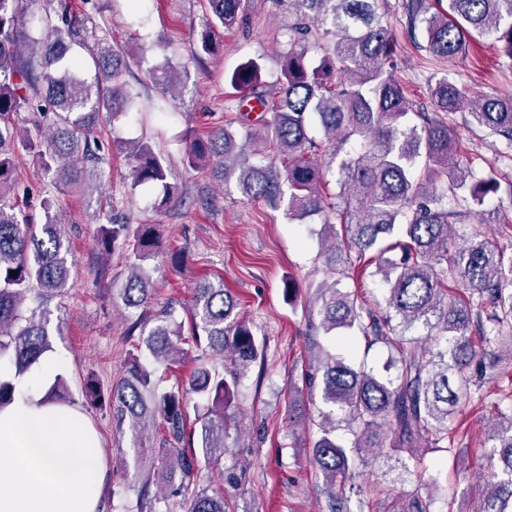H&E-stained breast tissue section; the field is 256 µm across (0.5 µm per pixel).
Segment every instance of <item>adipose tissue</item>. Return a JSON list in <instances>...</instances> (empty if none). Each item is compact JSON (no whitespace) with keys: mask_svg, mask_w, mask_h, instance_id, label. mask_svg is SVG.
<instances>
[{"mask_svg":"<svg viewBox=\"0 0 512 512\" xmlns=\"http://www.w3.org/2000/svg\"><path fill=\"white\" fill-rule=\"evenodd\" d=\"M59 371L47 354L18 380L19 399L0 410V512H97L103 453L76 406L40 390Z\"/></svg>","mask_w":512,"mask_h":512,"instance_id":"ef3b65f1","label":"adipose tissue"}]
</instances>
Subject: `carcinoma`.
<instances>
[{
  "label": "carcinoma",
  "instance_id": "obj_1",
  "mask_svg": "<svg viewBox=\"0 0 512 512\" xmlns=\"http://www.w3.org/2000/svg\"><path fill=\"white\" fill-rule=\"evenodd\" d=\"M44 2L48 7L34 20L26 0H0V361L8 360L17 376L51 350L45 305L73 288L68 249L52 213L56 199L43 200L40 226L18 212L17 159L35 157L59 191L83 189L105 162L101 142L85 131L103 112L120 116L130 98L121 80L124 57L98 34L96 21L73 12L68 0ZM206 2L197 58L216 54L224 29L243 23L246 15L247 0ZM288 5L316 25L314 45L323 51L319 63L306 60L311 29L303 26L288 36L277 89L261 85L256 61L241 65L229 83L259 109V130L246 133L242 144L226 127L191 132L184 161L226 184L236 177L243 196L282 208L291 218L336 215L358 265L377 266L385 308L357 303L335 279L317 294L319 328L326 335L357 328L387 347L386 370L396 369V376L354 368L324 351L304 375L327 407L312 460L333 491L332 512H350L343 481L366 465L363 450L373 452L387 439L389 447L418 461L421 449L448 440V421L471 395V365L484 371L495 367V360L478 355L473 341L478 336L490 343L482 312L500 327L512 326V255L478 229L465 245H455V226L472 212L469 202L481 204L501 187L494 173L474 181L460 167L455 117L467 115L469 126L504 138L512 148V97H471L444 75L430 86L433 111L417 112L411 122L412 104L386 68L395 43L385 0H288ZM399 7L408 29H421L424 50L441 62L453 61L469 41L484 37L512 59V0H401ZM87 66L94 70L91 81L84 76ZM178 77L174 68L149 72L167 91ZM23 112L26 117L16 122ZM313 122L322 128L321 141L309 135ZM353 137L361 140L360 149L344 152ZM125 154L132 165L131 189L161 188L156 207L181 194L170 181L166 159L148 143L130 141ZM341 154V192L333 203L323 194L319 165ZM157 246L154 225L133 226L112 210L105 214L97 237L101 273H109L107 261L116 250L127 251L133 263L120 298L125 309L139 311L132 323L142 336L139 347L153 363L169 365L184 356L178 347L182 325L171 307L147 324L152 285L140 265ZM454 285L470 298L453 297ZM30 302L35 306L28 307ZM235 309L223 287L198 283L190 311L194 343L221 353L233 366L230 382L204 365L189 379V389L208 402L201 418L207 457L227 450L230 383L238 382L258 355L253 333ZM15 400L13 379L0 376V409ZM108 402L120 424L161 426L181 483L197 480L196 454L176 447L185 436L182 390H158L154 372L134 358ZM341 426L353 435L349 451L336 441ZM486 440L497 473L481 491L480 512H512V407L497 408ZM431 509L432 499L416 492L395 500L388 512ZM189 512H225L224 497L202 488Z\"/></svg>",
  "mask_w": 512,
  "mask_h": 512
}]
</instances>
